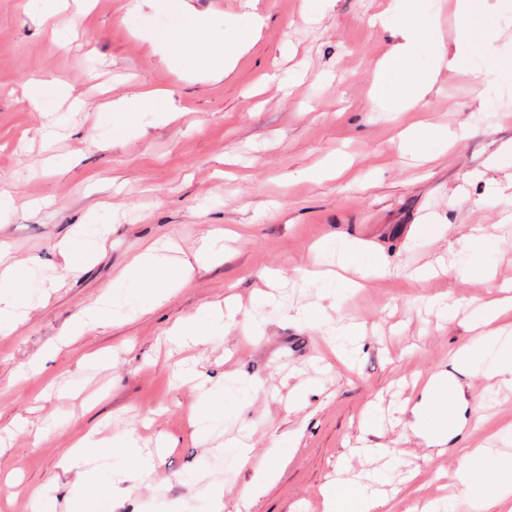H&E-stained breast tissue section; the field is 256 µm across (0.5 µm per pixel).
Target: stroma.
I'll return each instance as SVG.
<instances>
[{
    "label": "stroma",
    "instance_id": "stroma-1",
    "mask_svg": "<svg viewBox=\"0 0 512 512\" xmlns=\"http://www.w3.org/2000/svg\"><path fill=\"white\" fill-rule=\"evenodd\" d=\"M394 0H0V182L13 204L0 211V243L24 269L25 320L0 335V512H209L204 487L224 486V512H237L257 465L291 453L251 512H323L319 489L337 478L381 471L394 512H409L459 468L451 449L426 445L409 427L383 425L390 458L352 456L370 402L392 408L419 397L415 382L444 374L465 397L482 376L451 364L472 334L442 321L428 302L450 294L461 310L512 281V0H433L437 35L409 40L375 23ZM259 34H252L254 16ZM206 35L198 56L176 49L185 21ZM407 49L409 74L394 75L379 101L377 64ZM230 50V65L217 62ZM497 67L499 110L480 120L477 70ZM42 79L41 110L26 101ZM419 108L403 107L408 82ZM111 103L103 111V103ZM429 123L466 128L435 145L430 161L403 155L398 134ZM349 154L353 175L322 179L321 160ZM451 226L430 238L424 225ZM494 242L476 251L470 227ZM69 252H61V241ZM171 242L190 264L185 285L154 303L151 286L128 275L148 248ZM330 243L363 282L326 297L305 279L313 246ZM444 263L425 280L411 273ZM289 309L322 305L331 322L355 320L367 336L351 365L324 370L325 341L284 319L261 297L269 271ZM240 305L210 344L180 351L169 339L187 319L207 323L226 297ZM106 300L105 327L79 326ZM263 322L258 336L250 319ZM45 357L32 375L28 363ZM223 397L224 416L182 379V363ZM307 390L309 411H292ZM301 430L296 446L284 437ZM130 435L153 468L126 495L121 447L67 472L76 440ZM253 444L251 466L215 469L227 440Z\"/></svg>",
    "mask_w": 512,
    "mask_h": 512
}]
</instances>
